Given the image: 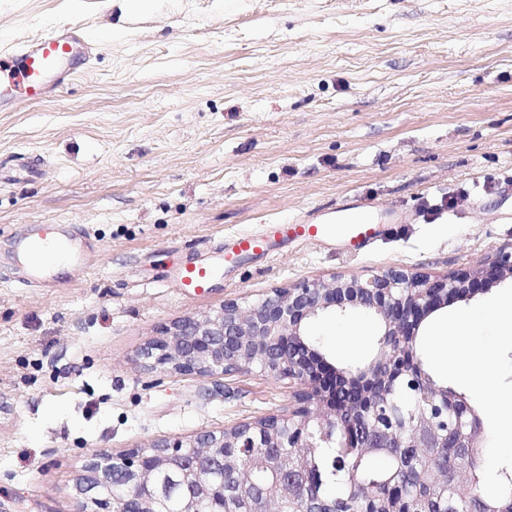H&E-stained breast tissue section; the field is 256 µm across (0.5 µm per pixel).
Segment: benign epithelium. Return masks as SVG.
<instances>
[{
    "label": "benign epithelium",
    "mask_w": 512,
    "mask_h": 512,
    "mask_svg": "<svg viewBox=\"0 0 512 512\" xmlns=\"http://www.w3.org/2000/svg\"><path fill=\"white\" fill-rule=\"evenodd\" d=\"M512 279V251L487 264L441 279L403 269L367 277L333 275L275 289L242 306L224 303L212 314L178 321L148 342L146 367L202 376L257 370L297 385L293 407L188 443L158 441L110 455L96 453L79 484L95 512H166L168 488L160 474H177L184 492L178 512H327L301 500L321 448L341 439L366 454L423 455L424 476L456 486L448 460L484 447L481 413L465 395L427 373L415 350L422 322L481 289ZM359 310L381 326L379 351L366 368L339 371L311 344L307 325L321 313ZM451 410L453 430L441 419ZM245 448H259L253 467L276 471L242 506H229L226 477L249 473L237 464ZM404 486L390 483L374 512H404Z\"/></svg>",
    "instance_id": "obj_1"
}]
</instances>
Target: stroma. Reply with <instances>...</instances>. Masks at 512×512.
Returning <instances> with one entry per match:
<instances>
[{"label": "stroma", "instance_id": "obj_1", "mask_svg": "<svg viewBox=\"0 0 512 512\" xmlns=\"http://www.w3.org/2000/svg\"><path fill=\"white\" fill-rule=\"evenodd\" d=\"M78 27L89 60L53 98L0 112V512H80L89 454L192 440L292 403L258 371L184 375L138 360L174 322L277 288L402 268L432 278L512 249V0H0V48ZM349 196L399 223L360 255L316 242L242 260L202 297L174 270L218 264L232 235ZM73 224L96 249L50 288L24 285L15 241ZM512 281L421 325L429 372L483 415L512 468V339L488 321ZM482 311L486 366L441 369L436 321ZM363 328L355 346L345 339ZM339 368L379 348L372 318L322 315Z\"/></svg>", "mask_w": 512, "mask_h": 512}]
</instances>
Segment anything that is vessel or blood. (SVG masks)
<instances>
[{"label":"vessel or blood","instance_id":"1","mask_svg":"<svg viewBox=\"0 0 512 512\" xmlns=\"http://www.w3.org/2000/svg\"><path fill=\"white\" fill-rule=\"evenodd\" d=\"M90 54L76 28L53 32L31 42L16 43L0 50V112L14 111L23 104L39 103L52 91L64 87L73 77L68 61L76 53ZM380 233L372 204L358 199L324 208L320 218L304 215L282 224H267L260 230L236 235L224 246L225 271H232L240 257H262L272 242L319 241L335 245L345 240L360 249ZM28 252L40 254L46 248L59 249L66 261L81 269L88 264L85 244L79 243L62 224L38 225L24 242ZM216 269L213 264L194 260L183 263L176 271V280L186 294L200 296L209 292Z\"/></svg>","mask_w":512,"mask_h":512}]
</instances>
